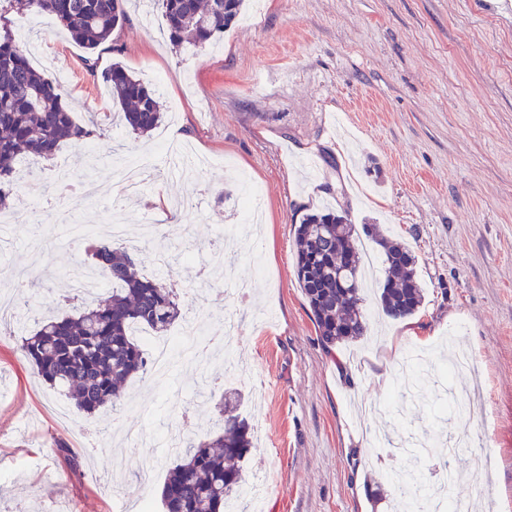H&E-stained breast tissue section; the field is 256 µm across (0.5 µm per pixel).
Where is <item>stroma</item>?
<instances>
[{"instance_id": "1", "label": "stroma", "mask_w": 512, "mask_h": 512, "mask_svg": "<svg viewBox=\"0 0 512 512\" xmlns=\"http://www.w3.org/2000/svg\"><path fill=\"white\" fill-rule=\"evenodd\" d=\"M124 8L126 23L92 53L51 16L35 27L28 15L12 17L78 121L111 111L101 74L115 62L158 90L164 121L149 137L120 128L93 157L64 145L40 179L20 182L13 212L37 202L45 220L0 244V271L38 266L55 277L51 292L35 288L37 309L0 337V512H139L146 502L163 512L173 455L128 447L124 433L179 423L184 438L207 439L223 424L229 386L258 437L246 472L272 478L261 512H393L398 489L379 501L368 492L411 469L397 442L422 435L466 441L450 469L473 512H512V0H245L223 39L197 50L168 41L158 7ZM169 139L218 160L195 207L176 219L156 202L188 191L159 148ZM118 153L154 158L139 197L123 193ZM58 165L73 180L94 178L92 200L69 194L74 223L103 232L115 204L133 229L148 214L175 220L191 228L198 266L230 261L249 277L245 298L224 280L197 311L217 334L237 315L230 346L249 374L225 380L221 355L183 363L164 387L131 381L117 409L74 414L82 430L66 433L64 394L18 352L38 320L65 310L61 270L91 260L87 246L69 250L52 236ZM241 177L264 198L255 239L241 236L244 215L226 197ZM321 207L408 246L424 292L409 319L373 314L368 336L330 352L295 274V228ZM232 233V252L218 250ZM129 246L144 275L184 296L198 288L196 268L158 272L147 246ZM452 340L471 363L448 381L440 370ZM63 435L83 463L80 477H68L53 450Z\"/></svg>"}]
</instances>
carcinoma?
Returning <instances> with one entry per match:
<instances>
[{"mask_svg": "<svg viewBox=\"0 0 512 512\" xmlns=\"http://www.w3.org/2000/svg\"><path fill=\"white\" fill-rule=\"evenodd\" d=\"M125 0H0V209L16 192L20 157L54 156L66 142L100 139L107 129L83 124L62 101L59 86L37 70L17 44L10 23L14 11L56 17L73 40L89 53L122 26ZM175 46L207 45L228 31L241 15L245 0H155ZM112 106L121 123L148 134L163 121L160 95L119 62L103 73ZM356 225L346 213L325 209L305 213L295 228V274L307 299L322 345L331 349L366 335L369 319L362 296ZM385 280L379 297L383 314L404 320L420 310L424 293L415 272L416 256L404 245L380 238ZM95 265L112 281V294L65 315L37 322L20 345L22 358L46 383L68 390L77 412L93 415L115 407L124 385L144 375L150 362L130 329L140 325L156 336L167 333L182 317L183 299L164 282L140 272V261L101 237L91 245ZM54 445L70 473L81 464L67 443ZM253 448L246 417L225 410L221 432L175 453L161 500L164 512H225L228 498L245 482L240 465Z\"/></svg>", "mask_w": 512, "mask_h": 512, "instance_id": "obj_1", "label": "carcinoma"}]
</instances>
